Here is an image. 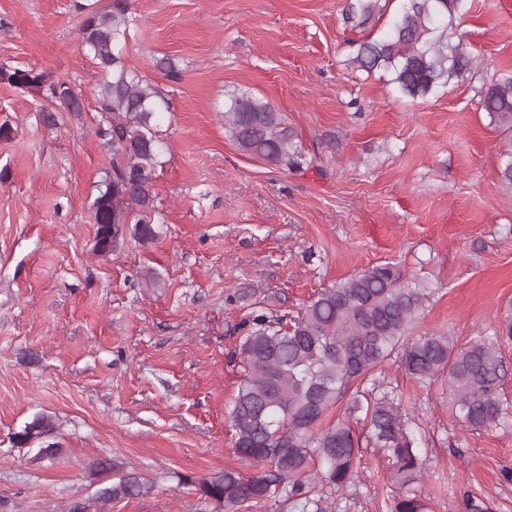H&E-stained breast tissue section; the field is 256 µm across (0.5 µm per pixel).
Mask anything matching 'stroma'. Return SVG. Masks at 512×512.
<instances>
[{"instance_id": "35a3bbf8", "label": "stroma", "mask_w": 512, "mask_h": 512, "mask_svg": "<svg viewBox=\"0 0 512 512\" xmlns=\"http://www.w3.org/2000/svg\"><path fill=\"white\" fill-rule=\"evenodd\" d=\"M459 27L477 66L412 100L385 76L353 69L362 39L344 0H129L138 26L124 62L170 109L153 175L164 222L154 242L95 247L92 201L109 152L95 134L99 69L81 46L71 0H0V64L81 85L84 112L46 123L36 94L0 83V512H224L179 485L238 460L227 417L240 381L232 355L251 312L295 317L324 289L392 262L432 288L410 338L493 335L512 301V133L480 105L512 74V0H471ZM170 59L182 79L167 80ZM280 112L306 163L278 168L241 152L224 126L229 95ZM397 387L426 475L431 512H459V491L512 512V428L468 430L441 383L422 387L398 360L376 372ZM53 416L60 452L11 436ZM363 438L357 486L339 512H385L394 488L384 452ZM109 457L150 480L147 495L104 501Z\"/></svg>"}]
</instances>
